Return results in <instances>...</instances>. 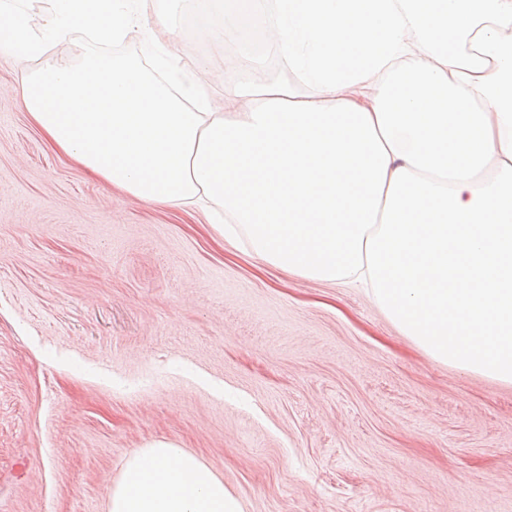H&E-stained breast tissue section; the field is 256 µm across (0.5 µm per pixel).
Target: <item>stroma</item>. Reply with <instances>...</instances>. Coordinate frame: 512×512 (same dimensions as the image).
Instances as JSON below:
<instances>
[{"instance_id": "obj_1", "label": "stroma", "mask_w": 512, "mask_h": 512, "mask_svg": "<svg viewBox=\"0 0 512 512\" xmlns=\"http://www.w3.org/2000/svg\"><path fill=\"white\" fill-rule=\"evenodd\" d=\"M149 0L116 56L297 83L275 49L163 35ZM80 30L0 54V512H108L157 440L243 512H512V385L437 363L362 288L307 281L220 241L198 210L106 187L22 112L26 71L81 63Z\"/></svg>"}]
</instances>
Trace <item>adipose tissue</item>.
<instances>
[{"mask_svg":"<svg viewBox=\"0 0 512 512\" xmlns=\"http://www.w3.org/2000/svg\"><path fill=\"white\" fill-rule=\"evenodd\" d=\"M0 0V53L30 61L80 28L140 26L142 0ZM276 48L306 83H238L213 107L192 68L162 86L92 53L25 76L48 146L105 184L163 205L210 204L212 231L293 276L365 286L435 362L512 385V0H274ZM232 25L263 63L264 0H195L194 29ZM277 212L279 223L268 220ZM109 512H242L196 456L156 441Z\"/></svg>","mask_w":512,"mask_h":512,"instance_id":"1","label":"adipose tissue"}]
</instances>
